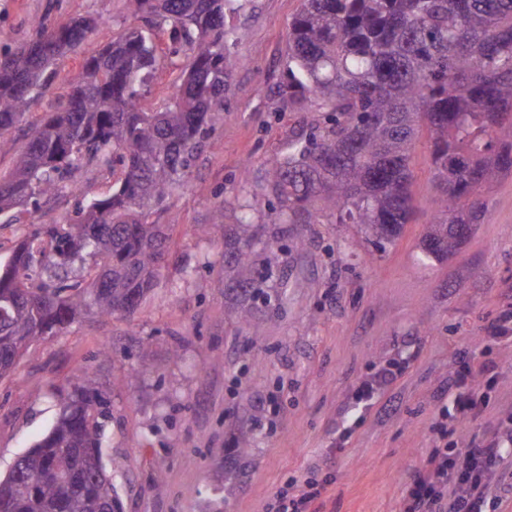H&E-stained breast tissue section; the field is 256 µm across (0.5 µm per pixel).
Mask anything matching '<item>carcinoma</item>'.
<instances>
[{"label":"carcinoma","mask_w":512,"mask_h":512,"mask_svg":"<svg viewBox=\"0 0 512 512\" xmlns=\"http://www.w3.org/2000/svg\"><path fill=\"white\" fill-rule=\"evenodd\" d=\"M143 20L107 36L84 59L65 102L14 151L0 175V217L38 208L44 198L72 197L74 215L40 224L0 263V378L19 353L57 336L88 310L134 312L165 269L167 224L151 220L184 181L201 152L224 95L244 60L234 53V16L250 0H123ZM105 28L75 19L41 22L28 43L0 58V146L55 84L59 64L87 34ZM168 35L167 52L157 39ZM185 55L183 81L162 112L141 100L162 62ZM287 78L280 97L314 98L327 114L317 137L299 136L266 163L280 203V223L316 224L321 213L359 224L391 243L413 214L409 160L420 124L433 146L435 200L427 256L461 248L457 227L480 224V188L512 171V0H302L287 34ZM120 170L112 194L88 200L75 180L87 167ZM241 206L213 235L236 270L230 315L259 336L254 302L271 300L255 255L272 247ZM60 414L29 448L20 473L0 480V512H113L122 506L101 453L106 407L95 377L75 372L57 394Z\"/></svg>","instance_id":"obj_1"}]
</instances>
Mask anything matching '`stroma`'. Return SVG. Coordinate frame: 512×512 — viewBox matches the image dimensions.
<instances>
[{
	"mask_svg": "<svg viewBox=\"0 0 512 512\" xmlns=\"http://www.w3.org/2000/svg\"><path fill=\"white\" fill-rule=\"evenodd\" d=\"M299 7L252 0L235 18L244 64L187 181L154 216L170 227L168 264L147 301L131 316L82 315L62 335L32 343L0 379V478L50 429L57 394L70 390L79 368L95 376L111 410L103 461L124 512H267L293 481L322 487L306 512H402L433 449L492 439L512 415V337L489 336L494 319L512 311V172L482 187L487 217L447 259L423 251L440 194L423 133L410 161L413 216L394 242L377 246L359 225L330 216L279 233L264 164L322 119L317 100L294 107L277 94ZM77 18L106 21L115 35L131 24L122 0H0V53L24 45L35 21L57 27ZM103 41L90 35L65 60L54 87L12 131L16 144ZM252 198L260 201L255 223L277 240L257 266L273 267L281 291L257 306V341L225 314L234 273L210 234L216 207L231 225L238 201ZM73 208L70 199L45 200L0 224V262L36 224L63 221ZM296 233L307 237L304 249H292ZM186 266L194 272L185 281ZM482 364L485 375L460 383L465 367ZM384 370L393 378L372 406L358 403V387ZM462 392L484 405L458 425L447 410ZM244 432L254 445L238 457Z\"/></svg>",
	"mask_w": 512,
	"mask_h": 512,
	"instance_id": "35a3bbf8",
	"label": "stroma"
}]
</instances>
